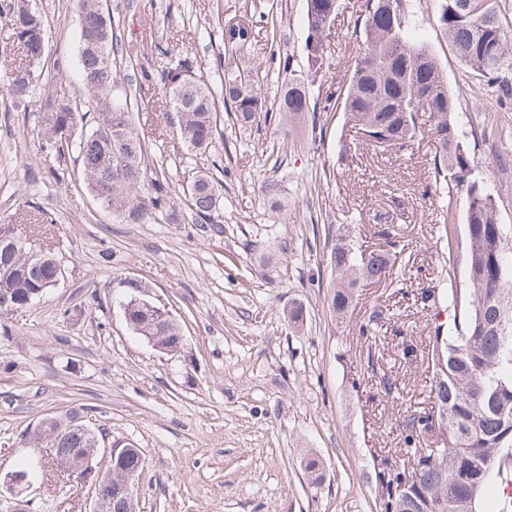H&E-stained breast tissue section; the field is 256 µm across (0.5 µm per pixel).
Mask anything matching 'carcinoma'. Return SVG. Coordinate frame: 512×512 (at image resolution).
I'll return each instance as SVG.
<instances>
[{
    "label": "carcinoma",
    "mask_w": 512,
    "mask_h": 512,
    "mask_svg": "<svg viewBox=\"0 0 512 512\" xmlns=\"http://www.w3.org/2000/svg\"><path fill=\"white\" fill-rule=\"evenodd\" d=\"M30 0H0V24L11 31L12 46L24 60L8 75L7 93L14 100L30 97L35 82L29 55H41L46 45L42 16ZM392 13L384 0H364L359 52L342 86L324 93L323 111L341 112L350 144L404 151L421 134L418 114H428L434 138V195L439 202L436 242L453 254L448 225L454 223L458 187L466 186V287L459 285L455 261L437 285L417 293L422 307L452 318L455 335H441L436 325L428 336L425 384L427 406L411 415L402 433L403 451L416 461L418 473L406 475L383 460L382 473L392 474L405 488L382 499L384 512H481L485 490L501 489V512H512V225L499 223V199L478 181L468 180L472 161L464 134L454 119L455 96L430 48L404 37L410 0H397ZM437 20L467 76L487 86L508 87L504 73L512 70V40L504 33L498 0H438ZM79 93L98 113L85 129L86 113L65 100L46 99L40 105V134L58 152L77 154L90 191L123 215L130 224L145 223L163 213L168 182L148 164L144 139L135 123L137 93L111 95L116 87L117 56L123 40L116 23L103 10L102 0H77ZM337 0H306V80L290 79L274 102L264 92L269 71L259 66L230 72L214 87L198 74L195 62L180 53L162 69L159 81L165 101L177 117L181 140L191 151L204 153L220 135L218 114L226 111L242 127L257 116L274 118L288 130L310 111L305 83L316 81L325 36L334 21ZM252 29L243 24L222 28L224 50L239 52L251 42ZM187 207L200 224L214 223L222 198L218 183L202 172L184 191ZM13 229L0 224V292L24 300L45 288L54 275L55 253L39 256L30 249L12 248ZM398 244L367 251L350 227L336 230L330 249L335 273L330 308L336 322L351 313L362 282H377L398 259ZM125 301L138 336H177L181 326L170 322L158 330L155 319ZM447 417L448 442L422 448L417 432L433 426L434 417ZM91 451L89 438L70 432L54 445L51 465H68Z\"/></svg>",
    "instance_id": "obj_1"
}]
</instances>
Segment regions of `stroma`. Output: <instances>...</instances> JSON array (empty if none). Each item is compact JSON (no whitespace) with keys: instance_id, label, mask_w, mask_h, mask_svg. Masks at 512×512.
<instances>
[{"instance_id":"stroma-1","label":"stroma","mask_w":512,"mask_h":512,"mask_svg":"<svg viewBox=\"0 0 512 512\" xmlns=\"http://www.w3.org/2000/svg\"><path fill=\"white\" fill-rule=\"evenodd\" d=\"M272 0H107L126 48L123 84L160 69L170 50L194 58L219 83L222 69L288 64L308 71L306 0H282L278 27L263 14ZM354 0H338L323 55V85L343 81L357 52ZM48 35L34 65L36 94L78 103L75 80L80 14L76 0H33ZM407 35L436 53L454 114L467 133L472 176L502 200L512 224V90L466 78L436 22L437 0H411ZM253 29L244 55H229L221 27ZM148 159L163 172L177 218L129 224L87 188L74 155L43 148L35 103L0 95V224L36 215L64 275L30 308L0 314V472L46 418L71 413L133 442L144 466L135 481L137 512H382L378 457L400 446L403 426L427 400L421 357L432 311L396 301L389 278L363 284L345 323L329 310L334 281L329 226L347 224L365 249L397 237L407 261L405 287L435 285L442 258L433 238V148L343 153L339 112H312L283 134L257 118L203 153L188 151L162 103L147 88L134 115ZM223 184L214 224H198L182 202L196 172ZM276 184L281 208L265 188ZM183 328L181 354L159 352L127 326L120 300L135 285ZM301 309V321L290 313ZM382 324L360 333L374 311ZM394 393H386L384 379ZM315 455L324 477L311 484ZM30 512H91L90 487L38 481Z\"/></svg>"}]
</instances>
